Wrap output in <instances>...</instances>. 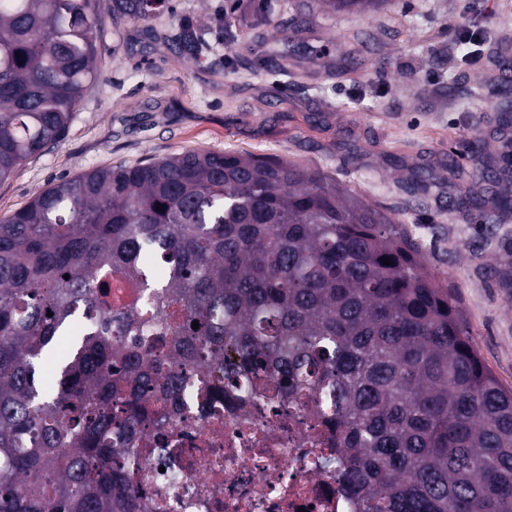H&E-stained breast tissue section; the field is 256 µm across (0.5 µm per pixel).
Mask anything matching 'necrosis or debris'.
<instances>
[{"label":"necrosis or debris","instance_id":"obj_1","mask_svg":"<svg viewBox=\"0 0 512 512\" xmlns=\"http://www.w3.org/2000/svg\"><path fill=\"white\" fill-rule=\"evenodd\" d=\"M173 444L193 447L191 463L136 447L142 474L178 475L166 499L148 512H350L336 478L317 473L324 448L305 421H272L264 412L223 411L205 423L175 411Z\"/></svg>","mask_w":512,"mask_h":512}]
</instances>
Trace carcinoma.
Instances as JSON below:
<instances>
[{"label":"carcinoma","mask_w":512,"mask_h":512,"mask_svg":"<svg viewBox=\"0 0 512 512\" xmlns=\"http://www.w3.org/2000/svg\"><path fill=\"white\" fill-rule=\"evenodd\" d=\"M109 11L146 24L172 7ZM101 35L98 0H0V182L66 136ZM508 174L473 171L448 209L512 211ZM108 273L142 297L113 303ZM165 341L175 354L153 352ZM213 370L224 385H200ZM186 394L201 418L226 401L317 418L315 468L356 512H512V390L448 282L386 211L300 163L187 151L97 168L0 221V512H145L159 483H134L122 449L151 434L184 454L159 437Z\"/></svg>","instance_id":"cac0c4a2"}]
</instances>
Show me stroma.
Listing matches in <instances>:
<instances>
[{
  "label": "stroma",
  "mask_w": 512,
  "mask_h": 512,
  "mask_svg": "<svg viewBox=\"0 0 512 512\" xmlns=\"http://www.w3.org/2000/svg\"><path fill=\"white\" fill-rule=\"evenodd\" d=\"M311 0H170L172 14L113 26L100 0L98 78L84 93L66 137L0 183V220L58 180L96 168L135 165L188 150L266 154L321 171L400 220L427 264L452 285L485 364L512 389V287L498 272L512 245V213L486 224L437 208L415 181L448 186V163L496 164L494 103L481 88L487 63L465 64L455 28L472 24L465 0H390L359 13L326 14ZM229 16L232 40L216 22ZM195 23L198 49L182 52L180 23ZM304 27L308 42H339L354 56L334 75L301 56L281 29ZM265 34L271 57L253 64ZM484 135L476 148L475 131Z\"/></svg>",
  "instance_id": "stroma-1"
}]
</instances>
